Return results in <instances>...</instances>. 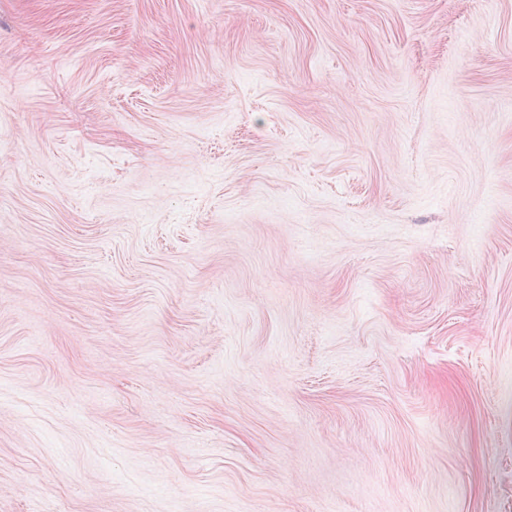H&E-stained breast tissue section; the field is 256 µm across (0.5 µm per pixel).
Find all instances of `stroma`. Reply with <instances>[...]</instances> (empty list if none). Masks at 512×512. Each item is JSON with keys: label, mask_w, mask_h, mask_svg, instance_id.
I'll use <instances>...</instances> for the list:
<instances>
[{"label": "stroma", "mask_w": 512, "mask_h": 512, "mask_svg": "<svg viewBox=\"0 0 512 512\" xmlns=\"http://www.w3.org/2000/svg\"><path fill=\"white\" fill-rule=\"evenodd\" d=\"M0 512H512V0H0Z\"/></svg>", "instance_id": "1"}]
</instances>
